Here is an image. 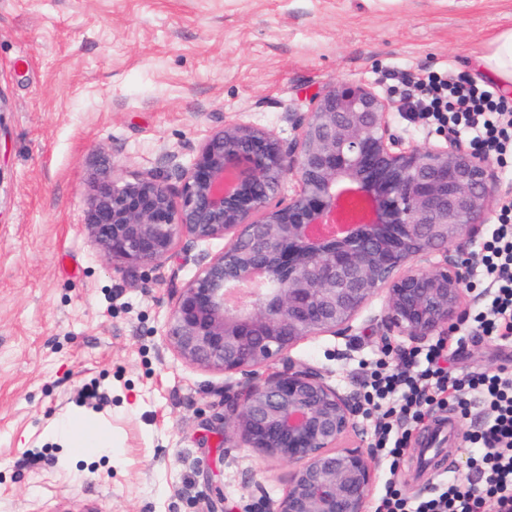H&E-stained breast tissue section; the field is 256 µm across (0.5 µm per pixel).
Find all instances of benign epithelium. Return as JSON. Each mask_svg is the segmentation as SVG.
Listing matches in <instances>:
<instances>
[{
  "label": "benign epithelium",
  "mask_w": 512,
  "mask_h": 512,
  "mask_svg": "<svg viewBox=\"0 0 512 512\" xmlns=\"http://www.w3.org/2000/svg\"><path fill=\"white\" fill-rule=\"evenodd\" d=\"M396 108L365 83L310 100L288 147L275 133L228 121L172 175L132 179L102 171L82 229L113 268L153 266L183 239L225 241L202 253L176 292L167 346L191 365L247 379L244 399L225 403L230 437L297 464L287 493L260 512H367L376 480L369 453L342 445L360 408L318 370L292 364L264 377L301 341L347 336L360 311L383 294L390 336H446L461 314L473 254L500 187L491 162L461 138L419 147L395 132ZM175 178L179 186L169 183ZM298 184L275 201L285 179ZM353 185L373 219L313 240Z\"/></svg>",
  "instance_id": "obj_1"
}]
</instances>
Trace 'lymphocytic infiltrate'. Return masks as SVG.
I'll list each match as a JSON object with an SVG mask.
<instances>
[{
  "label": "lymphocytic infiltrate",
  "mask_w": 512,
  "mask_h": 512,
  "mask_svg": "<svg viewBox=\"0 0 512 512\" xmlns=\"http://www.w3.org/2000/svg\"><path fill=\"white\" fill-rule=\"evenodd\" d=\"M409 109L427 124L468 135L489 160L512 173V98L493 85L462 75L433 73L417 81ZM484 305L472 317L476 332L512 342V200L498 210L478 253ZM445 340L405 351L400 365L379 360L362 382L363 399L382 407L376 445L397 468L415 427L432 407L465 416L478 412L467 441L477 448L465 477L445 482L410 500L387 483L375 512H512V369L500 367L453 375L445 366Z\"/></svg>",
  "instance_id": "1"
}]
</instances>
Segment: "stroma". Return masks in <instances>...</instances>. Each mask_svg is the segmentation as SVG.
Listing matches in <instances>:
<instances>
[{"instance_id": "1", "label": "stroma", "mask_w": 512, "mask_h": 512, "mask_svg": "<svg viewBox=\"0 0 512 512\" xmlns=\"http://www.w3.org/2000/svg\"><path fill=\"white\" fill-rule=\"evenodd\" d=\"M512 28V0H0V512H243L281 499L293 463L224 439V398L242 376L185 363L164 345L188 261L114 270L81 230L94 173L126 178L188 166L225 122L297 132L289 113L344 82L400 95L399 77L486 78L474 59ZM374 297L352 336H314L278 361L313 367L359 395L379 355ZM452 369L512 365L458 322ZM84 416L110 446L70 447ZM374 456L375 492L412 498L464 477L470 419L417 472Z\"/></svg>"}]
</instances>
